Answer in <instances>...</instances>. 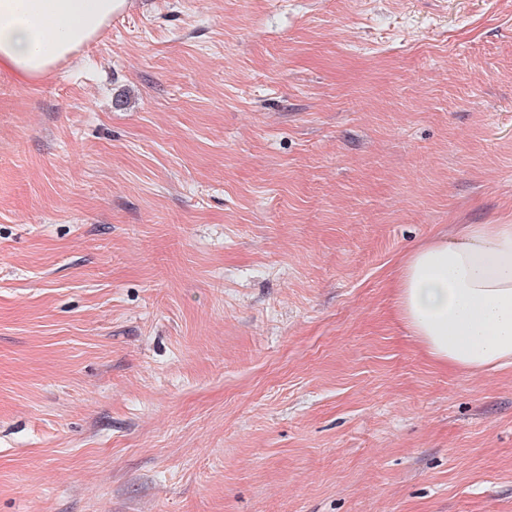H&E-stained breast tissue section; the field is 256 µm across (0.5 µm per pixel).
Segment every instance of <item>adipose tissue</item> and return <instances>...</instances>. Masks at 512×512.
<instances>
[{"mask_svg":"<svg viewBox=\"0 0 512 512\" xmlns=\"http://www.w3.org/2000/svg\"><path fill=\"white\" fill-rule=\"evenodd\" d=\"M118 0H0V72L23 84L107 26ZM395 316L437 365L465 373L512 366V223L465 224L407 254Z\"/></svg>","mask_w":512,"mask_h":512,"instance_id":"obj_1","label":"adipose tissue"}]
</instances>
